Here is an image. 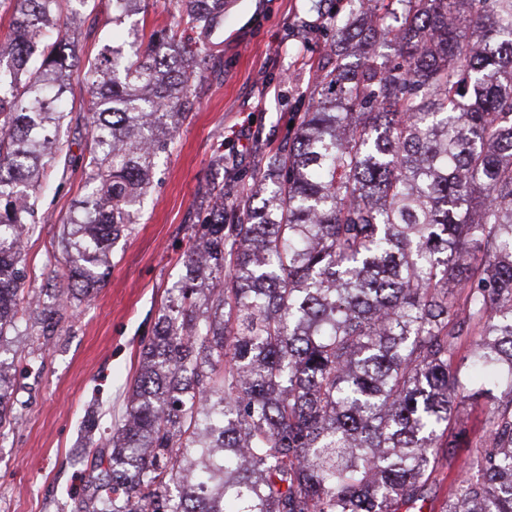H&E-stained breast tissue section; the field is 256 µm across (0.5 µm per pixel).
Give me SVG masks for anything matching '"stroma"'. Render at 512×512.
Instances as JSON below:
<instances>
[{"label":"stroma","instance_id":"stroma-1","mask_svg":"<svg viewBox=\"0 0 512 512\" xmlns=\"http://www.w3.org/2000/svg\"><path fill=\"white\" fill-rule=\"evenodd\" d=\"M350 7L349 0H235L227 8L223 31L212 37L215 58L196 89L199 107L159 160L140 224L110 246L109 276L91 299L73 301L49 343L14 342L18 367L33 358L39 368L18 380L13 418L0 428V512H69L87 480L73 463L85 413L97 406L104 434L124 410L141 345L181 274L184 228L200 204L199 186L222 181L225 163L252 180L267 153L287 145L299 100L312 92L326 56L331 18ZM63 20L81 28L86 58L113 33L107 0L64 12ZM82 83V72H73L72 112L60 129L74 157L85 155L89 142ZM51 179L43 198L48 219L24 243L29 296L65 272L61 223L84 194L82 167Z\"/></svg>","mask_w":512,"mask_h":512}]
</instances>
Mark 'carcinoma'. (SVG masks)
I'll return each mask as SVG.
<instances>
[{
    "label": "carcinoma",
    "instance_id": "1",
    "mask_svg": "<svg viewBox=\"0 0 512 512\" xmlns=\"http://www.w3.org/2000/svg\"><path fill=\"white\" fill-rule=\"evenodd\" d=\"M0 1L14 4L0 49L1 426L12 337L52 339L67 302L106 277L110 242L138 224L192 114L224 0H174L197 41L131 27L87 61L68 285L27 303L40 177L71 165L59 129L79 36L59 28L63 0ZM110 2L120 22L140 0ZM315 89L259 191L228 205L224 181L200 186L125 411L83 435L71 512H423L440 467L466 473L440 512H512V0H370L336 27ZM476 396L490 410L461 461Z\"/></svg>",
    "mask_w": 512,
    "mask_h": 512
}]
</instances>
